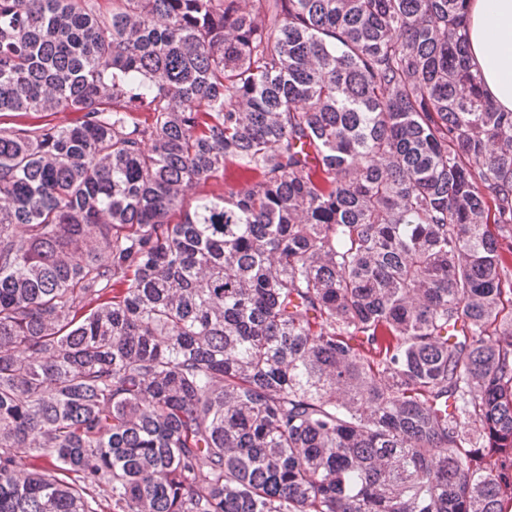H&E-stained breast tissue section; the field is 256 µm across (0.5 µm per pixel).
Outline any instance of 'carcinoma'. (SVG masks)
<instances>
[{
    "label": "carcinoma",
    "instance_id": "cac0c4a2",
    "mask_svg": "<svg viewBox=\"0 0 512 512\" xmlns=\"http://www.w3.org/2000/svg\"><path fill=\"white\" fill-rule=\"evenodd\" d=\"M468 2L0 0V512H508Z\"/></svg>",
    "mask_w": 512,
    "mask_h": 512
}]
</instances>
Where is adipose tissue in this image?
Returning <instances> with one entry per match:
<instances>
[{
	"label": "adipose tissue",
	"mask_w": 512,
	"mask_h": 512,
	"mask_svg": "<svg viewBox=\"0 0 512 512\" xmlns=\"http://www.w3.org/2000/svg\"><path fill=\"white\" fill-rule=\"evenodd\" d=\"M469 59L486 93L512 111V0H470Z\"/></svg>",
	"instance_id": "obj_1"
}]
</instances>
